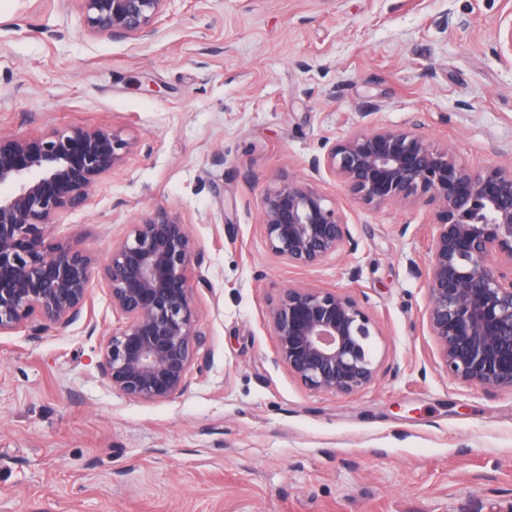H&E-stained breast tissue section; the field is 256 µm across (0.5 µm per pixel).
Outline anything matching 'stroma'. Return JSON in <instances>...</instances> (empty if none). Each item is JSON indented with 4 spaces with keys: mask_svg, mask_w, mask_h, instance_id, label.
<instances>
[{
    "mask_svg": "<svg viewBox=\"0 0 512 512\" xmlns=\"http://www.w3.org/2000/svg\"><path fill=\"white\" fill-rule=\"evenodd\" d=\"M510 18L512 0H170L134 42L86 35L77 0H12L0 135L107 126L131 144L53 235L102 264L146 212L179 213L211 283L210 357L174 399L112 391L96 361L119 320L99 281L64 332L0 336V512H512V391L442 368L424 207L365 204L309 167L352 129L413 123L471 170L512 159ZM273 175L342 209L353 245L312 268L273 256ZM298 286L363 303L372 384L315 392L277 362L267 309Z\"/></svg>",
    "mask_w": 512,
    "mask_h": 512,
    "instance_id": "1",
    "label": "stroma"
}]
</instances>
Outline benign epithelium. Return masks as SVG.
Returning <instances> with one entry per match:
<instances>
[{
	"label": "benign epithelium",
	"mask_w": 512,
	"mask_h": 512,
	"mask_svg": "<svg viewBox=\"0 0 512 512\" xmlns=\"http://www.w3.org/2000/svg\"><path fill=\"white\" fill-rule=\"evenodd\" d=\"M84 31L115 40L154 37L170 0H78ZM130 143L104 127L0 137V335L62 332L80 317L93 282H104L122 318L100 348L98 371L124 396L162 402L183 394L192 366L207 365L205 334L188 271L204 261L180 215L156 207L112 244L108 262L56 238L53 219L87 205ZM314 172L375 207L409 200L432 227L422 276L426 321L449 378L512 390V160L478 171L410 128L353 129ZM269 250L314 267L352 244L346 215L311 184L276 175L264 190ZM277 361L313 391L351 393L377 376V327L350 292L288 288L267 310Z\"/></svg>",
	"instance_id": "benign-epithelium-1"
}]
</instances>
